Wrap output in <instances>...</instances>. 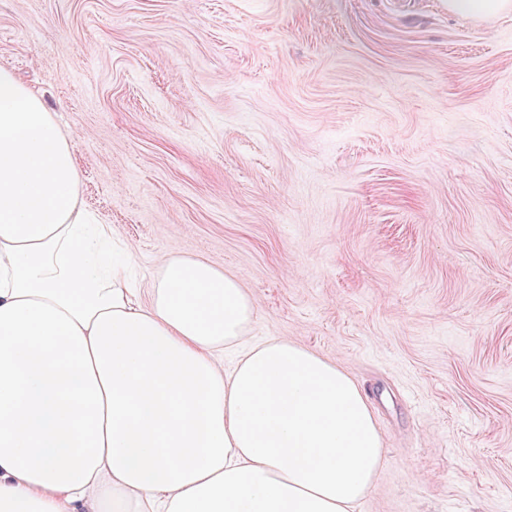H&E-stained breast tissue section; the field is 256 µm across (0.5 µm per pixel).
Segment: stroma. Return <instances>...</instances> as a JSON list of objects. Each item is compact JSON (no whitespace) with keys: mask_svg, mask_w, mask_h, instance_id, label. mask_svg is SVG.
<instances>
[{"mask_svg":"<svg viewBox=\"0 0 512 512\" xmlns=\"http://www.w3.org/2000/svg\"><path fill=\"white\" fill-rule=\"evenodd\" d=\"M80 200L209 262L364 391L355 512H512V14L447 0H0ZM512 10L511 0H448V11L474 20H489Z\"/></svg>","mask_w":512,"mask_h":512,"instance_id":"obj_1","label":"stroma"}]
</instances>
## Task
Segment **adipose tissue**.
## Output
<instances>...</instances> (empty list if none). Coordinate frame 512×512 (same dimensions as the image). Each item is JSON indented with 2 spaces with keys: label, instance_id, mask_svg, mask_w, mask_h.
Returning a JSON list of instances; mask_svg holds the SVG:
<instances>
[{
  "label": "adipose tissue",
  "instance_id": "obj_1",
  "mask_svg": "<svg viewBox=\"0 0 512 512\" xmlns=\"http://www.w3.org/2000/svg\"><path fill=\"white\" fill-rule=\"evenodd\" d=\"M133 259L1 66L0 512H354L383 456L358 385L288 339L248 344L253 299L206 261L161 259L144 302Z\"/></svg>",
  "mask_w": 512,
  "mask_h": 512
}]
</instances>
